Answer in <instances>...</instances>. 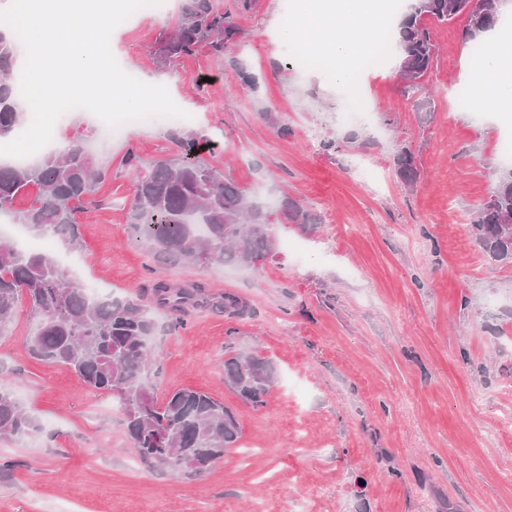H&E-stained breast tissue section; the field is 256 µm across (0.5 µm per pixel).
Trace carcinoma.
I'll use <instances>...</instances> for the list:
<instances>
[{
    "mask_svg": "<svg viewBox=\"0 0 512 512\" xmlns=\"http://www.w3.org/2000/svg\"><path fill=\"white\" fill-rule=\"evenodd\" d=\"M494 0H410L395 34L400 73L410 86L422 79L435 59V46L424 19L448 22L466 17L463 38L473 41L492 30L512 0L500 7ZM238 30L232 14L216 0H184L174 32L164 40L167 58L193 54L205 44L236 66L233 57ZM18 37L0 24V142L24 127V101L15 82ZM176 158L149 166L130 151L123 165L132 174L133 202L129 211L135 238L150 242L166 262L216 261L250 266L272 251L269 213L255 195H248L198 152L193 135L175 137ZM397 174L407 185L417 183L413 152L403 147L394 155ZM107 170L75 139L63 150L52 149L29 164L0 163V216L22 225L34 238H48L75 252L82 247L78 204L90 196ZM36 188L29 206L14 202ZM279 219L303 227L313 217L298 201L284 196ZM472 232L496 261L512 260V167H502L490 200L471 215ZM27 300L35 327L30 354L70 368L83 386L116 398L124 413V432L141 460L156 468L199 475L234 448L241 436L235 414L209 394L182 388L163 399L144 385L150 371V340L157 331L148 305L110 295L93 296L84 283L65 278L55 257L46 251H23L0 245V336L11 331L21 300ZM149 301L181 319L210 305L230 317L250 314L234 293L209 294L204 285L173 288L158 281ZM224 379L245 402L264 404L276 380L274 364L257 356L224 360ZM42 431L37 419L0 386V437L30 438Z\"/></svg>",
    "mask_w": 512,
    "mask_h": 512,
    "instance_id": "cac0c4a2",
    "label": "carcinoma"
}]
</instances>
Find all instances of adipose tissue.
Here are the masks:
<instances>
[{"label": "adipose tissue", "mask_w": 512, "mask_h": 512, "mask_svg": "<svg viewBox=\"0 0 512 512\" xmlns=\"http://www.w3.org/2000/svg\"><path fill=\"white\" fill-rule=\"evenodd\" d=\"M387 12L386 0H295L284 39L331 60L337 84L345 86L353 80L351 61L368 52ZM506 58H512V42L495 41L478 82L480 102L498 112L512 111V70L502 65Z\"/></svg>", "instance_id": "1"}]
</instances>
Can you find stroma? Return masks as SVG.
<instances>
[{"label":"stroma","mask_w":512,"mask_h":512,"mask_svg":"<svg viewBox=\"0 0 512 512\" xmlns=\"http://www.w3.org/2000/svg\"><path fill=\"white\" fill-rule=\"evenodd\" d=\"M239 70L211 55L159 53L181 0L112 33L119 66L166 86L189 113L183 129L216 143L206 154L238 187L266 201L272 253L250 267L160 263L135 241L123 158H174L167 128L145 126L99 148L108 175L79 212L83 247L55 249L68 278L103 294L144 292L158 279L240 296L251 313L207 307L184 323L155 310L156 397L210 393L236 415V448L189 479L142 462L111 397L67 367L34 359V322L20 304L0 336V384L42 425L0 438V512H512V263L477 244L469 216L492 188L512 121L456 87L475 66L466 24L427 20L435 61L408 88L397 57L362 71L356 97L318 66L298 67L280 38L291 0H233ZM212 80L200 85L198 74ZM362 108L365 117L347 121ZM277 115L278 126L262 117ZM409 147L419 179L406 187L393 156ZM316 215L315 230L279 220L282 196ZM270 359L277 381L255 407L224 380L236 354Z\"/></svg>","instance_id":"stroma-1"}]
</instances>
